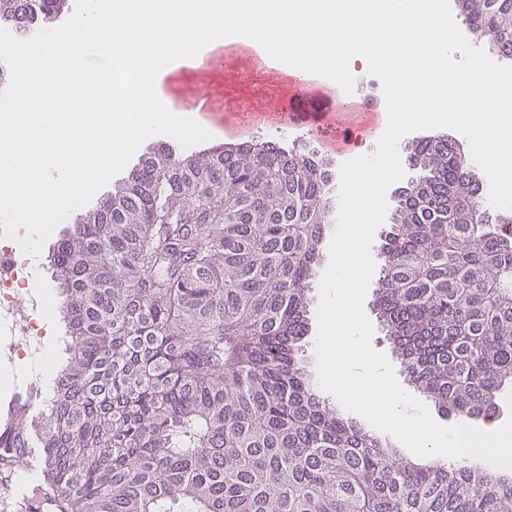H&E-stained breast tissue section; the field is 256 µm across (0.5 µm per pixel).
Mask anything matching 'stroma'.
Listing matches in <instances>:
<instances>
[{
	"label": "stroma",
	"mask_w": 512,
	"mask_h": 512,
	"mask_svg": "<svg viewBox=\"0 0 512 512\" xmlns=\"http://www.w3.org/2000/svg\"><path fill=\"white\" fill-rule=\"evenodd\" d=\"M354 90L328 84L324 78L297 81L281 63L268 62L259 55L254 44L226 39L224 54L207 72L197 65H181L164 73L159 80V93L164 105L175 100L192 101L195 87L205 85L219 89V100L205 120L211 132L208 144L185 148V155L203 151L205 146H220L226 134L238 131L245 108H252L248 135L266 141L276 138L284 150L310 149L323 151L325 144L343 142L341 157H327L332 174H339L342 160L363 156L368 152L369 135L364 125V101L382 96V86L364 76L363 68H353ZM342 113V122H334V113Z\"/></svg>",
	"instance_id": "35a3bbf8"
}]
</instances>
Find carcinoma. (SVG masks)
<instances>
[{
	"label": "carcinoma",
	"instance_id": "carcinoma-1",
	"mask_svg": "<svg viewBox=\"0 0 512 512\" xmlns=\"http://www.w3.org/2000/svg\"><path fill=\"white\" fill-rule=\"evenodd\" d=\"M457 2L512 56V0ZM67 5L0 0V29ZM409 160L374 308L412 387L491 419L512 384V214L447 137ZM331 181L275 142L145 156L54 245L66 358L0 421V471L38 442L56 512H512V472L405 458L300 366Z\"/></svg>",
	"mask_w": 512,
	"mask_h": 512
}]
</instances>
